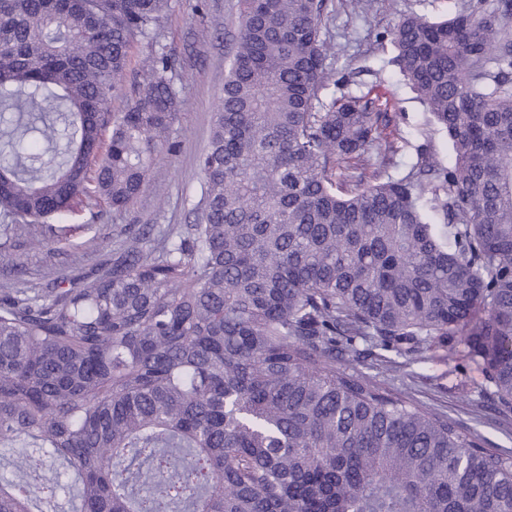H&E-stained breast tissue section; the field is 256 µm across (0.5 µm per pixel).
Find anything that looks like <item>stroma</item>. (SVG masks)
Returning a JSON list of instances; mask_svg holds the SVG:
<instances>
[{"mask_svg": "<svg viewBox=\"0 0 512 512\" xmlns=\"http://www.w3.org/2000/svg\"><path fill=\"white\" fill-rule=\"evenodd\" d=\"M465 0H371L367 12H359L348 0H333L327 26L338 54L334 69L355 75V90L379 93L394 116L386 137L397 148L390 157L374 155L372 170L383 176L406 175L417 161L418 147H426L439 162L450 155L448 138L430 120L415 93L395 71V54L380 32L406 14L428 17L454 14ZM237 0H208L204 14L193 10L195 0H171L164 22L162 42L178 61L177 86L184 100L174 125L179 143L176 153L152 169L150 187L127 210L96 220L82 212L58 234L47 235L43 248L30 251L27 277L31 284L46 282L59 273L74 276L104 267L113 249L122 245L128 224H188L200 192L199 156L205 149L212 116L224 89V68L240 30ZM387 388L405 389L421 403L443 411L460 425L476 431L496 453H512V409L502 406L487 390L482 371L464 348L449 350L434 344L422 363L397 373L377 369Z\"/></svg>", "mask_w": 512, "mask_h": 512, "instance_id": "1", "label": "stroma"}]
</instances>
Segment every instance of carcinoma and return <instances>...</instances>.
Wrapping results in <instances>:
<instances>
[{
    "label": "carcinoma",
    "instance_id": "obj_1",
    "mask_svg": "<svg viewBox=\"0 0 512 512\" xmlns=\"http://www.w3.org/2000/svg\"><path fill=\"white\" fill-rule=\"evenodd\" d=\"M195 222L131 224L103 270L0 295V512H512V455L356 365L468 349L512 406V0L381 35L448 164L366 182L393 122L346 85L329 0H238ZM170 0H0L5 231L126 209L172 154ZM142 81L108 103L132 46ZM353 183L347 192L343 186ZM392 352L388 357L383 352ZM56 485L24 479L45 459Z\"/></svg>",
    "mask_w": 512,
    "mask_h": 512
}]
</instances>
